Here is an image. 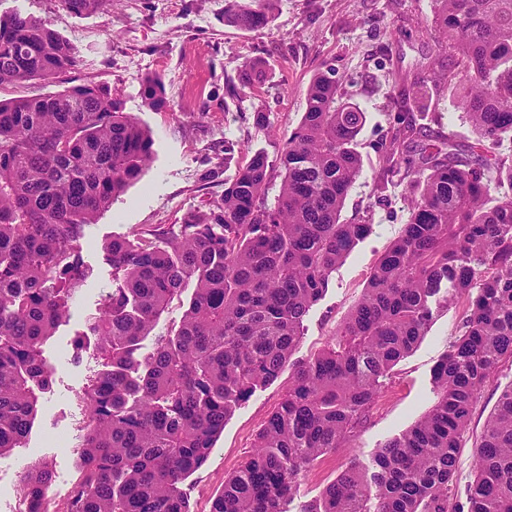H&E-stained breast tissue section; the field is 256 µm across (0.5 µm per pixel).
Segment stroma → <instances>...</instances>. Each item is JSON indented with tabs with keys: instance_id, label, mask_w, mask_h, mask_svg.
<instances>
[{
	"instance_id": "obj_1",
	"label": "stroma",
	"mask_w": 512,
	"mask_h": 512,
	"mask_svg": "<svg viewBox=\"0 0 512 512\" xmlns=\"http://www.w3.org/2000/svg\"><path fill=\"white\" fill-rule=\"evenodd\" d=\"M433 9L432 0H280L267 27L240 30L225 25L224 0H112L110 9L82 17L67 13L59 0H0V14L18 11L48 20L79 56L78 66L61 79L6 88L0 96L107 84L118 90L125 112L150 129L154 139L153 160L141 178L85 229L81 256L92 274L72 306L69 322L44 346L54 374L50 390L39 396L26 445L0 457V512H23L19 475L35 460L53 472L47 493L50 508L64 512L67 506L68 490L78 478V447L86 420L81 396L101 368L92 350L75 353L73 340L113 287L105 245L140 227L180 223L186 211L216 201L239 165L238 160H225V138L276 162L306 110L307 86L324 66L335 70L349 101L366 114L358 136L364 168L341 219L363 216L372 224L371 233L332 273L327 291L305 317L294 357L311 358L332 342L360 299L373 266L409 217L405 182L395 181L387 204L379 206L373 198V178L379 169L378 151L390 136L395 116L415 109L394 87L392 73L433 77L422 66L437 53ZM252 55L269 60L266 82L239 105L225 106V78L235 76L241 61ZM152 75L166 85L169 111L153 112L142 104L141 83ZM432 112L429 137L473 140L471 125L454 109L447 84H438ZM464 307L460 300L435 312L426 336L393 367L368 420L346 447L300 474L288 512H306L350 462L372 465L385 440L429 410L435 399L433 370L459 332ZM290 377V371H283L226 421L208 462L181 486L190 512H210L225 478L245 461L256 434L282 401ZM511 383L512 359L499 364L473 409L457 461V494H464L473 479V446L501 388Z\"/></svg>"
}]
</instances>
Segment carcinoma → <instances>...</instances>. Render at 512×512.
Wrapping results in <instances>:
<instances>
[{
	"label": "carcinoma",
	"instance_id": "obj_1",
	"mask_svg": "<svg viewBox=\"0 0 512 512\" xmlns=\"http://www.w3.org/2000/svg\"><path fill=\"white\" fill-rule=\"evenodd\" d=\"M109 2L61 6L84 16ZM278 2L225 0L224 24L264 27ZM434 3L437 45L461 59L467 78L454 107L476 138L432 143L415 136L409 115L394 118L373 193L385 198L403 176L409 219L327 348L292 360L304 318L372 229L340 221L363 170L357 137L366 115L343 100L330 70L307 87L306 110L278 158L274 199L268 157L255 152L215 204L105 246L116 287L75 340L76 352L92 349L102 369L82 393L78 486L66 512H189L179 484L207 461L235 409L289 366L285 397L211 507L288 512L298 476L346 445L434 309L460 298V334L433 372L434 404L378 448L372 467L347 465L307 512H512V383L474 447L465 501L451 504L474 404L512 358V197L492 195L494 185L512 187V164L485 155V142L512 133V0ZM77 63L47 20L0 15V90L58 79ZM269 69L264 57L246 59L224 95L241 99ZM394 83L414 100L433 90L402 73ZM140 96L151 111L170 108L158 76L142 82ZM152 146L109 85L0 99V456L22 446L39 394L51 387L43 346L90 275L80 255L85 227L140 179ZM189 286L179 325L155 332ZM148 337L153 347L143 354ZM51 481L40 461L22 472L28 512H48Z\"/></svg>",
	"mask_w": 512,
	"mask_h": 512
}]
</instances>
